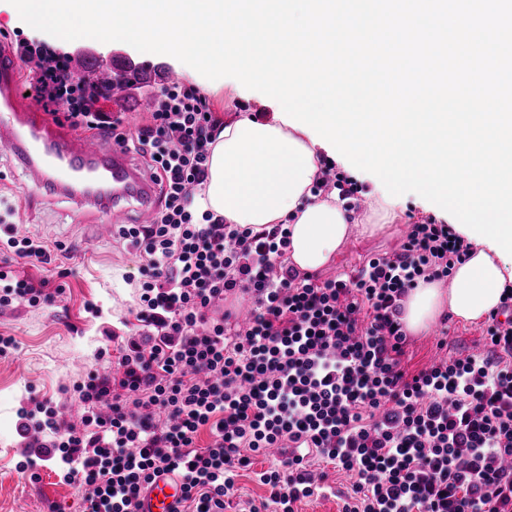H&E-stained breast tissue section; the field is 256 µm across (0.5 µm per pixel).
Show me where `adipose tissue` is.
I'll use <instances>...</instances> for the list:
<instances>
[{"mask_svg": "<svg viewBox=\"0 0 512 512\" xmlns=\"http://www.w3.org/2000/svg\"><path fill=\"white\" fill-rule=\"evenodd\" d=\"M322 148L309 134L282 120L260 122L242 116L225 126L212 151L209 176L196 204L225 223L256 231L275 224L291 230V261L301 270L326 266L354 229L374 233L392 223L397 205L381 203L376 218L359 226L337 197L320 198L311 189L320 180ZM512 288V264L495 249L471 241L468 260L458 265L449 286L419 282L404 302L403 322L423 331L444 314L473 322L498 307Z\"/></svg>", "mask_w": 512, "mask_h": 512, "instance_id": "adipose-tissue-1", "label": "adipose tissue"}]
</instances>
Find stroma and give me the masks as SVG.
I'll list each match as a JSON object with an SVG mask.
<instances>
[{"label": "stroma", "instance_id": "35a3bbf8", "mask_svg": "<svg viewBox=\"0 0 512 512\" xmlns=\"http://www.w3.org/2000/svg\"><path fill=\"white\" fill-rule=\"evenodd\" d=\"M1 32L34 42H56L73 56L83 77L89 74L88 56L106 62L124 58L138 74L134 91L122 99L102 100L100 106L120 116L131 135L147 118L139 105L142 91L158 92L170 70L210 100L221 122L242 113L276 110L264 94L241 83L219 87L205 78H191L185 64L169 55L143 53L123 42L52 40L23 22L9 0H0ZM401 209L393 224L375 234L353 232L332 262L319 270V278L348 274L370 258L398 251L408 225L435 217L425 199L414 193L405 194ZM102 221L101 213L78 208L67 198L30 193L24 169L12 154L0 151V240L13 233L62 246L48 264L33 265L0 252V262H6L14 275L45 283L55 294L48 304L20 302L0 309V337L12 338L15 344L0 354V512H47L51 507L57 512H84L82 493L77 483L66 479L67 468L61 461L28 465L18 427L21 411L36 400L75 409L76 387L87 370L111 374L119 355L118 338L135 329L143 261L117 233L84 250V242L94 237Z\"/></svg>", "mask_w": 512, "mask_h": 512}]
</instances>
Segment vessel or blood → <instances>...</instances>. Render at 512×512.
Segmentation results:
<instances>
[{"mask_svg": "<svg viewBox=\"0 0 512 512\" xmlns=\"http://www.w3.org/2000/svg\"><path fill=\"white\" fill-rule=\"evenodd\" d=\"M17 61L0 57V147L12 152L27 173L28 187L61 192L75 204L99 207L112 234L137 211L149 223L158 186L123 146L89 138L46 120L39 102L23 95ZM182 488L175 478H157L141 497V512H175Z\"/></svg>", "mask_w": 512, "mask_h": 512, "instance_id": "obj_1", "label": "vessel or blood"}]
</instances>
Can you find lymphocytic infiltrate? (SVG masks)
Returning a JSON list of instances; mask_svg holds the SVG:
<instances>
[{
  "label": "lymphocytic infiltrate",
  "instance_id": "1",
  "mask_svg": "<svg viewBox=\"0 0 512 512\" xmlns=\"http://www.w3.org/2000/svg\"><path fill=\"white\" fill-rule=\"evenodd\" d=\"M11 49L34 61L45 112L127 146L160 189L154 222L120 229L144 264L115 375H87L75 417L41 402L21 414V436L68 465L85 512H139L161 474L181 480L180 512H225L235 472L272 451L256 474L269 495L248 512H294L333 470L351 479L343 512H512V293L488 315L484 352L403 364L409 291L468 258L450 225L412 224L400 251L319 280L289 264L287 225L256 232L196 211L222 131L205 96L165 87L130 138L69 52ZM230 295L249 297L244 322L219 311Z\"/></svg>",
  "mask_w": 512,
  "mask_h": 512
}]
</instances>
